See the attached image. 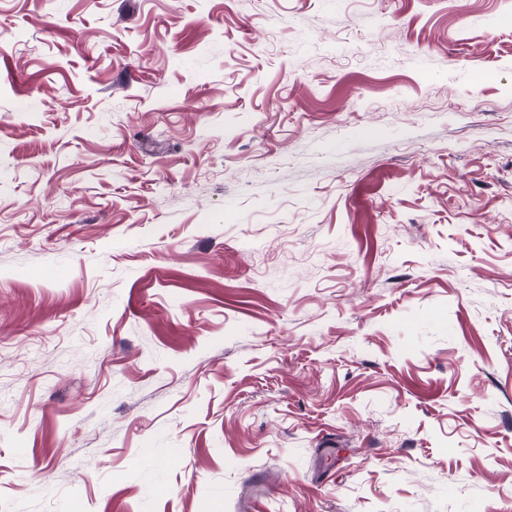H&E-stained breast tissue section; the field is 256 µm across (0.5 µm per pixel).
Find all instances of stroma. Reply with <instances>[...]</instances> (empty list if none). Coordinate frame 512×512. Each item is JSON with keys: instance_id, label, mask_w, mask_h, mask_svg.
<instances>
[{"instance_id": "35a3bbf8", "label": "stroma", "mask_w": 512, "mask_h": 512, "mask_svg": "<svg viewBox=\"0 0 512 512\" xmlns=\"http://www.w3.org/2000/svg\"><path fill=\"white\" fill-rule=\"evenodd\" d=\"M0 512L512 508V0H0Z\"/></svg>"}]
</instances>
